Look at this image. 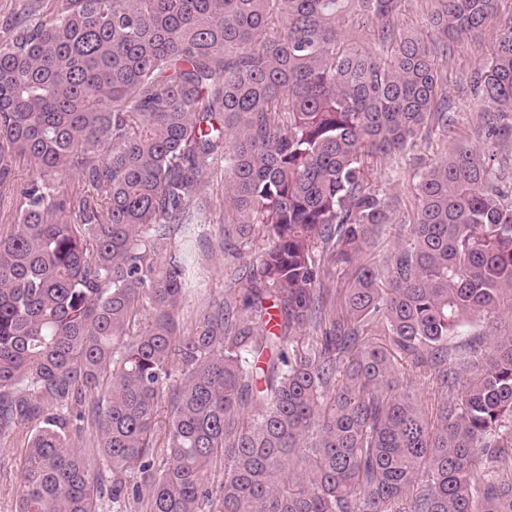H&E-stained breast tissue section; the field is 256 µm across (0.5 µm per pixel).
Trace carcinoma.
<instances>
[{"instance_id": "obj_1", "label": "carcinoma", "mask_w": 512, "mask_h": 512, "mask_svg": "<svg viewBox=\"0 0 512 512\" xmlns=\"http://www.w3.org/2000/svg\"><path fill=\"white\" fill-rule=\"evenodd\" d=\"M402 2L42 0L0 43V442L31 428L17 512H512V334L464 332L512 307V189L456 147L398 248L363 262L397 212L371 163L448 125L451 41L500 31L472 92L477 135L512 142V15L428 0L427 40ZM365 22L373 43L345 47ZM16 155L40 180L17 186ZM219 161L214 245L195 225ZM259 238L245 285L182 326L202 260L219 248L235 277Z\"/></svg>"}]
</instances>
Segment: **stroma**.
I'll use <instances>...</instances> for the list:
<instances>
[{
  "instance_id": "35a3bbf8",
  "label": "stroma",
  "mask_w": 512,
  "mask_h": 512,
  "mask_svg": "<svg viewBox=\"0 0 512 512\" xmlns=\"http://www.w3.org/2000/svg\"><path fill=\"white\" fill-rule=\"evenodd\" d=\"M497 35V30L487 29L452 43L446 71L448 99L455 104L450 122L405 154L375 165L371 181L387 196L400 197L408 208H416L413 187L420 175L452 147L471 142L484 104L470 95V80L475 69L490 63ZM29 433V428H21L13 439L0 443V512H17L20 459Z\"/></svg>"
}]
</instances>
